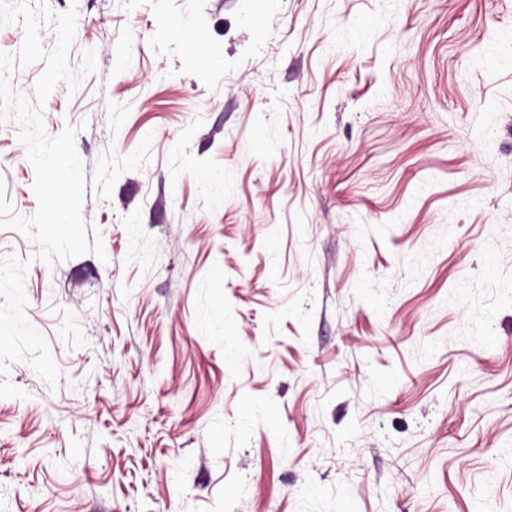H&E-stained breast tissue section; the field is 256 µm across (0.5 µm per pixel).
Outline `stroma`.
<instances>
[{
  "label": "stroma",
  "mask_w": 512,
  "mask_h": 512,
  "mask_svg": "<svg viewBox=\"0 0 512 512\" xmlns=\"http://www.w3.org/2000/svg\"><path fill=\"white\" fill-rule=\"evenodd\" d=\"M27 3L105 254L0 227V512H512V0Z\"/></svg>",
  "instance_id": "1"
}]
</instances>
